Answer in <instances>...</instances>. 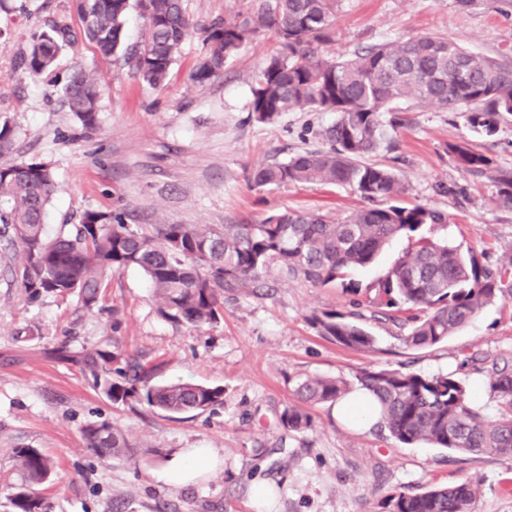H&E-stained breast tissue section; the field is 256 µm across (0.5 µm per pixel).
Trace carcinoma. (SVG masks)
<instances>
[{"instance_id":"carcinoma-1","label":"carcinoma","mask_w":512,"mask_h":512,"mask_svg":"<svg viewBox=\"0 0 512 512\" xmlns=\"http://www.w3.org/2000/svg\"><path fill=\"white\" fill-rule=\"evenodd\" d=\"M255 8L217 17L197 26L184 0H78L79 32L54 18L34 33L19 59L32 79L50 71L60 52L81 39L104 59L124 64L150 86L163 84L184 42L197 35L205 53L191 74L203 85L224 74L239 51L262 33L276 49L264 59L251 85V112L272 122L285 112H334L336 122L322 136L326 150L304 151L285 161L261 164L249 174L257 188L321 182L349 187L370 207L336 219L312 211L286 210L258 224H154L146 232L125 221L121 209L87 211L79 223L50 238L46 207L56 185L49 164L0 165V225L21 244L22 260L11 269L32 298L77 296L96 307L105 278L127 268L148 278L159 315L175 324L200 328L220 321L224 293L257 288L276 266L288 275L327 285L354 268L372 263L394 238L408 248L376 292L377 306L405 314L404 342L426 348L448 339L502 292L512 271L493 270L473 253L439 244L419 233L425 224H443L444 213L397 204L407 186L389 168L368 160L399 117L396 104L413 99L444 112H467L469 122L495 133L498 118L512 115V56L490 57L431 34L394 39L361 48L346 58L326 57L321 48L336 38L339 0H255ZM146 19L138 45H126L131 8ZM70 111L83 126H95L98 91L83 71L62 87ZM465 172L490 168V159L461 143L452 146ZM494 181L502 205L512 207V171ZM318 334L349 348L372 350L375 337L343 314L312 317ZM59 360L89 371L96 387L114 402L136 399L170 415L223 406L224 390L192 382L150 384L144 367L104 349L52 350ZM489 387L499 413L487 418L474 408L464 383L452 374L422 375L388 369L360 370L358 388L369 393L378 424L404 445L424 442L465 454L512 458V365L492 364ZM350 391L340 378L296 380L299 403L286 408L282 425L293 433L313 428L307 404L335 402ZM87 447L100 455L119 454L127 439L107 422L86 425ZM16 456L24 483L11 497L13 512H48L36 487L51 474L50 460L34 448ZM480 494L468 479L422 492H399L388 512H474Z\"/></svg>"}]
</instances>
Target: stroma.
<instances>
[{"instance_id":"35a3bbf8","label":"stroma","mask_w":512,"mask_h":512,"mask_svg":"<svg viewBox=\"0 0 512 512\" xmlns=\"http://www.w3.org/2000/svg\"><path fill=\"white\" fill-rule=\"evenodd\" d=\"M49 17L80 25L73 0H6L0 7V118L15 129L11 149L0 158L51 165L57 191L46 210L48 235L79 223L88 210L120 208L127 223L148 230L257 224L285 210L345 216L367 207L358 193L333 184L251 186L248 175L259 164L325 148L321 131L336 119L332 112L297 111L255 120L250 86L275 49L270 37L249 44L223 77L203 86L190 78L204 53L196 37L156 88L82 43L62 51L52 72L34 80L21 71L19 56ZM422 34L488 56L512 53V13L488 5L461 10L454 0H340L336 40L323 53L347 56ZM78 69L99 85L91 129L63 102L61 88ZM399 109L401 124L371 159L408 183L402 205L445 213L446 223L423 225L421 234L473 250L493 267L511 263L512 208L500 204L489 175L463 172L451 148L467 144L493 168L512 170V117L489 136L464 112L412 100ZM407 245L396 238L372 264L350 271L353 291L271 270L266 288L226 294L221 320L194 329L158 315L150 284L135 269L112 274L94 312L75 297L29 299L10 272L21 248L0 238V512H9L23 481L20 448L37 449L55 465L39 488L51 512H386L393 494L465 478L481 488L475 512H512V458L404 445L380 427L338 419L331 403L311 408L313 431L291 433L281 424L296 401V377L351 381L363 368L455 374L476 409L497 415L487 369L512 361V289L447 341L407 347L403 329L370 303ZM322 311L354 315L375 336L374 350L320 336L310 318ZM62 342L135 357L155 383L221 387L224 406L168 415L135 401L112 402L89 372L51 356ZM101 421L125 435L126 455L103 457L87 448L84 427ZM191 448L212 451L210 469L191 483L162 479ZM261 486L259 511L254 497Z\"/></svg>"}]
</instances>
